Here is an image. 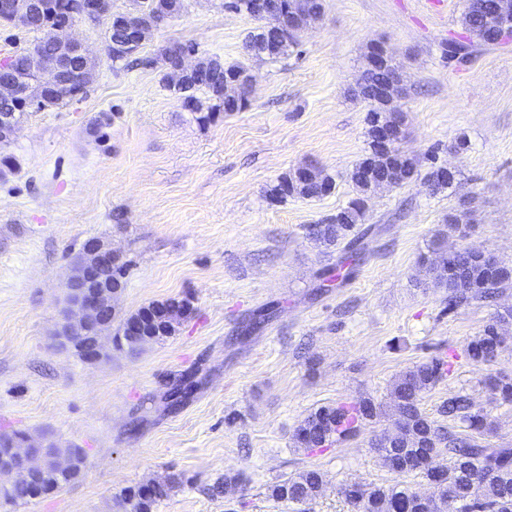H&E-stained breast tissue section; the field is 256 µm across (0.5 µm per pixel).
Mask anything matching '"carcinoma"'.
Listing matches in <instances>:
<instances>
[{"instance_id":"1","label":"carcinoma","mask_w":512,"mask_h":512,"mask_svg":"<svg viewBox=\"0 0 512 512\" xmlns=\"http://www.w3.org/2000/svg\"><path fill=\"white\" fill-rule=\"evenodd\" d=\"M295 11L300 27L309 28L322 14L323 0H281ZM461 23L476 40L490 44L488 29L483 20L473 14L462 13ZM258 45L256 58L278 59L290 55L298 48L299 40L294 37L283 39L282 45L273 54H266L261 46L258 31L248 34L245 44ZM149 66L150 58L139 57L117 46L112 41V65L130 67ZM233 77L239 81L240 93L235 99L237 105L230 106L224 99V79ZM164 88L175 93L183 106L196 114V120L207 124L214 119L215 111L240 112L249 104L247 71L240 65H227L219 57L203 56L200 69L195 77L181 87L169 84L166 73H161ZM373 107H368L367 124H372ZM384 120L395 126L404 122L402 113L395 108L383 106L379 111ZM420 160L396 146L392 154L379 163V173L402 186L419 176ZM357 189V197L327 218V223L309 229V236L326 247L341 244L351 246L357 240L361 225L366 221L364 185L350 175ZM270 196L284 199L288 196L307 197L309 193L300 183L299 170L284 174L270 189ZM444 231H439L431 245V255L421 257L420 264L425 271V288L448 289V310L453 311L470 304L491 305L498 290L512 285V273L500 267L490 270L481 260L482 250L474 247H460L453 253L443 248ZM353 255L342 258L336 265L323 272V281L333 282L345 279L351 272ZM166 306L177 312L180 319L174 321L166 336L156 338L160 342L176 332L181 320L190 317L193 306L190 299L168 298L151 302L131 313L129 318L139 316L154 306ZM512 323V309L495 312L483 329L465 347L468 359L481 364L496 360L504 342L505 327ZM452 363L443 357L434 356L400 374L394 381L389 401L377 403L364 398L352 404L320 406L311 411L294 433V444L307 451L327 448L356 435L367 423L380 418L388 421L389 436L372 442L381 464L399 473L415 472L431 486L440 485L444 493L438 500H430L405 483L395 485H374L353 482L343 487L345 499L356 512H448V503H453L454 512H512V448H492L479 441V437L490 431L488 413L477 406L466 392H459L444 401L440 407L442 415L451 424L460 423L464 428L456 432L450 427L437 424L422 410L424 395L430 392L450 373ZM195 381L190 375L178 378L167 393L168 405L180 407L192 393ZM486 386L494 398L512 403V377L494 375L488 377ZM72 462L66 469L59 466L60 450L54 448L43 454L40 472L46 475L44 494L54 493L74 482L81 475L86 455L66 449ZM175 479L155 482L150 485L151 493L129 491L124 497L126 512H152L154 505L168 496ZM29 482L20 477L15 488L0 489V502L6 505L25 503L32 499L27 487ZM324 485V474L315 468L302 471L295 477L282 480L270 489L271 497L295 505L309 504L320 494Z\"/></svg>"}]
</instances>
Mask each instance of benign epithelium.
Here are the masks:
<instances>
[{"label":"benign epithelium","instance_id":"1","mask_svg":"<svg viewBox=\"0 0 512 512\" xmlns=\"http://www.w3.org/2000/svg\"><path fill=\"white\" fill-rule=\"evenodd\" d=\"M477 9L492 28L512 29V17L506 5L464 0V10ZM249 15L260 24L269 37L294 30L298 20L285 11L279 0H249ZM170 17L158 8L147 11L142 0H130L123 11L112 9V0H0V25L30 31L41 23L42 36L50 40L52 50L44 49L37 40L0 66V142L6 143L17 133L15 113L41 111L58 97L79 96L91 85L95 59L85 44L70 35L78 22L120 28L125 46L141 49L151 32ZM199 50L179 45L172 57L164 60L171 77L194 73L198 68ZM369 67L387 72L385 82L376 92L377 100L393 104L403 93L401 72L389 67V53L379 46L368 54ZM367 193L375 194L394 183L375 176L368 167L359 172ZM121 262V254L100 239L87 240L78 259V273L69 277L67 296L72 299L60 330L71 343L87 342L91 349L101 346L104 332L112 327V300L119 293V284L112 281V270ZM12 465L0 468V476H15L19 471L34 473L40 469L42 451L23 441L14 446Z\"/></svg>","mask_w":512,"mask_h":512}]
</instances>
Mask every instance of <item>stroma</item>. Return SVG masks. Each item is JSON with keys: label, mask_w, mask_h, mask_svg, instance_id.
I'll use <instances>...</instances> for the list:
<instances>
[{"label": "stroma", "mask_w": 512, "mask_h": 512, "mask_svg": "<svg viewBox=\"0 0 512 512\" xmlns=\"http://www.w3.org/2000/svg\"><path fill=\"white\" fill-rule=\"evenodd\" d=\"M224 3L184 0L143 53L193 42L243 65L253 76L246 110L199 123L159 68L113 69L105 24L80 23L74 34L96 62L86 98L29 113L0 149L17 163L0 177V433L86 452L78 480L16 512H124L126 490L171 476L153 512H296L270 488L309 468L325 476L310 512H352L340 492L351 481L429 493L419 475L381 467L371 440L385 422L312 452L293 435L314 408L387 401L397 376L442 352L451 372L423 410L439 418L443 401L466 391L493 423L486 443L512 447V404L483 384L512 376V329L495 362L464 355L495 309L512 308V287L496 307L452 312L447 289L416 285L421 254L464 207L471 220L446 247L512 264V38L473 43L458 63L448 45L466 39L462 0H323L297 53L258 60L244 51L255 21ZM374 43L403 68L404 149L422 170L446 163L458 176L439 193L417 179L372 196L359 265L325 287L320 273L343 251L316 244L307 227L355 195L367 107L350 89ZM103 113L111 121L100 135L91 123ZM462 138L467 149L455 151ZM303 166L331 176L333 192L272 201L279 178ZM91 238L127 264L117 315L191 299L174 336L134 354L107 338L92 363L58 346L69 262ZM189 370L191 398L167 410V390Z\"/></svg>", "instance_id": "1"}]
</instances>
